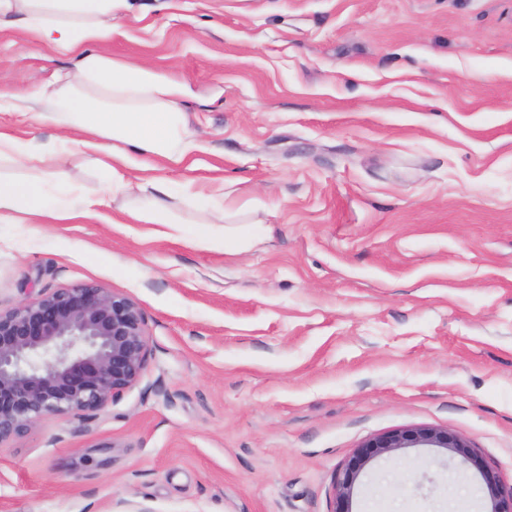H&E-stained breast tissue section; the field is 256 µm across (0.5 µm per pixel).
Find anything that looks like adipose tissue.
I'll return each instance as SVG.
<instances>
[{
    "mask_svg": "<svg viewBox=\"0 0 512 512\" xmlns=\"http://www.w3.org/2000/svg\"><path fill=\"white\" fill-rule=\"evenodd\" d=\"M126 6L127 0H0V30L19 27L68 60L30 93L14 94L0 84V103L62 128L48 150L0 131V164L14 168L0 172L1 224L60 223L98 213L119 195L139 197L130 212L137 223H171L167 179H132L125 171L143 156L182 164L202 144L182 107L191 94L187 85L106 53L116 12ZM77 152L105 174L96 194L66 181V164Z\"/></svg>",
    "mask_w": 512,
    "mask_h": 512,
    "instance_id": "ef3b65f1",
    "label": "adipose tissue"
}]
</instances>
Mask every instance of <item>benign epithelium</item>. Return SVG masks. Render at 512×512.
Returning a JSON list of instances; mask_svg holds the SVG:
<instances>
[{"label":"benign epithelium","instance_id":"benign-epithelium-1","mask_svg":"<svg viewBox=\"0 0 512 512\" xmlns=\"http://www.w3.org/2000/svg\"><path fill=\"white\" fill-rule=\"evenodd\" d=\"M149 356L145 317L129 296L93 284L60 288L0 311V444L49 415L83 417L105 409L142 378ZM444 448L482 471L493 512H512V492L499 490L462 438L430 427L396 429L366 440L345 465L333 512H349L359 472L400 448Z\"/></svg>","mask_w":512,"mask_h":512}]
</instances>
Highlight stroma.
Returning a JSON list of instances; mask_svg holds the SVG:
<instances>
[{
	"mask_svg": "<svg viewBox=\"0 0 512 512\" xmlns=\"http://www.w3.org/2000/svg\"><path fill=\"white\" fill-rule=\"evenodd\" d=\"M106 50L186 82L174 223L0 224V309L94 284L150 354L88 419L0 446V512H332L354 450L434 427L512 487V0H129ZM0 33V79L56 68ZM224 184V221L189 197ZM478 470L401 448L351 512H490Z\"/></svg>",
	"mask_w": 512,
	"mask_h": 512,
	"instance_id": "35a3bbf8",
	"label": "stroma"
}]
</instances>
